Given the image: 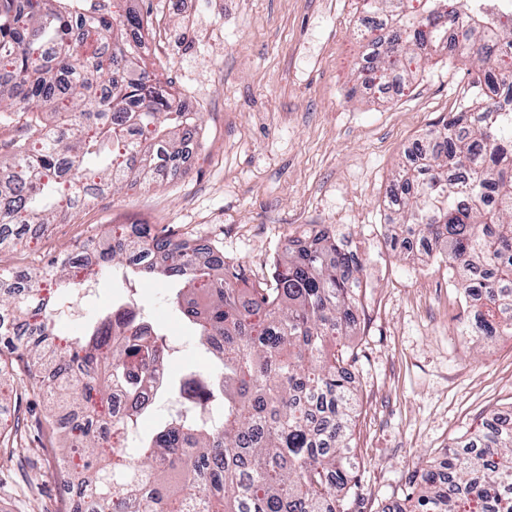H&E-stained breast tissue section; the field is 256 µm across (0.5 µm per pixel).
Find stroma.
I'll return each mask as SVG.
<instances>
[{
    "mask_svg": "<svg viewBox=\"0 0 512 512\" xmlns=\"http://www.w3.org/2000/svg\"><path fill=\"white\" fill-rule=\"evenodd\" d=\"M150 16L145 60L196 114L199 151L174 179L100 193L73 221L0 248V274L17 275L80 244H98L135 222L175 239L200 240L270 281L273 261L303 229L349 235L361 261V317L347 342L357 398V487L349 512H391L428 462L491 413L512 412V336H464L469 309L447 263L422 247L392 249L401 214L387 205L393 177L416 140L460 111L477 76L473 61L433 57L407 88L362 86L367 36L361 0H123ZM168 281H142L137 299L173 343L172 378L204 368L192 326L170 304ZM129 290L121 275L98 280L90 299L58 323L69 338ZM25 374L0 380V427L21 434L0 447V512H70L57 489L59 440Z\"/></svg>",
    "mask_w": 512,
    "mask_h": 512,
    "instance_id": "35a3bbf8",
    "label": "stroma"
}]
</instances>
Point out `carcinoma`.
Listing matches in <instances>:
<instances>
[{"instance_id":"carcinoma-1","label":"carcinoma","mask_w":512,"mask_h":512,"mask_svg":"<svg viewBox=\"0 0 512 512\" xmlns=\"http://www.w3.org/2000/svg\"><path fill=\"white\" fill-rule=\"evenodd\" d=\"M61 0H0V123L21 125L11 164L0 165V244L74 214L100 185L141 183L174 163L194 128L139 54L149 17L118 20L98 3L86 18ZM390 20L386 50L367 79L391 72L411 81L422 61L449 50L481 63L477 84L497 99L471 98L441 128L417 141L414 167L391 184L404 214L402 237L434 248L476 306V332L512 335V25L497 43L469 15L470 0H362ZM465 22L453 47L448 14ZM61 105L74 123L57 129L46 110ZM98 270L54 258L16 280L0 278V345L27 373L24 391L44 397L53 434L84 458L83 512H347L355 482L356 415L348 383L358 353L341 343L360 307L361 264L336 231L288 240L272 285L251 283L224 257L201 264L190 241L158 237L148 224L94 252ZM126 263L130 283L183 284L173 303L197 329L210 365L175 386L157 377L172 353L136 298L86 322L57 353L55 324L90 278ZM123 388L135 400L102 419L95 397ZM146 387L178 408L133 458ZM416 494L396 512H512V424H486L445 459L422 469Z\"/></svg>"}]
</instances>
